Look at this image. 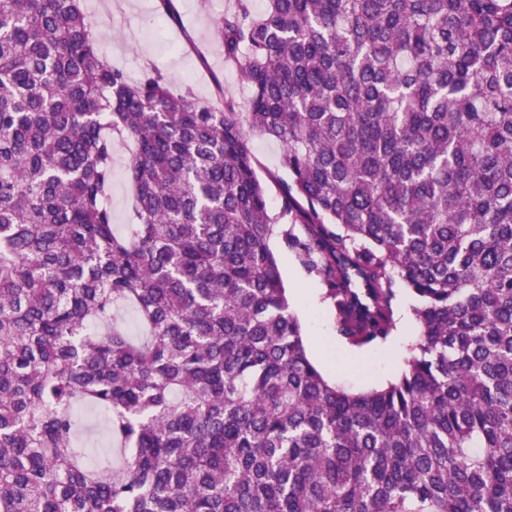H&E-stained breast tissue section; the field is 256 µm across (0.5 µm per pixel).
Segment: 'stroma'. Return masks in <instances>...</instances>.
Masks as SVG:
<instances>
[{
    "label": "stroma",
    "instance_id": "35a3bbf8",
    "mask_svg": "<svg viewBox=\"0 0 512 512\" xmlns=\"http://www.w3.org/2000/svg\"><path fill=\"white\" fill-rule=\"evenodd\" d=\"M176 21H169L158 10V0H86L88 17L94 18L100 33V48L113 66L124 69L131 78L146 68L156 67L177 88L191 87L197 101L210 102L216 88L245 99L248 91L238 72L224 61V51L214 32V23L223 11L231 10L234 0H173ZM252 148L256 172L265 181L270 210L279 207L277 179L287 178L281 165L282 147L273 140L256 137ZM282 278L289 289L292 309L304 330L308 354L325 378L351 393L365 392L394 381L405 367L409 350L419 328L411 319V308L418 300L409 290H400L396 307L404 319L391 340L383 347L354 354L346 367L336 362L343 352L336 342L334 323L322 286L299 263L294 253L272 239Z\"/></svg>",
    "mask_w": 512,
    "mask_h": 512
}]
</instances>
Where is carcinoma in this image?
Here are the masks:
<instances>
[{
	"instance_id": "carcinoma-1",
	"label": "carcinoma",
	"mask_w": 512,
	"mask_h": 512,
	"mask_svg": "<svg viewBox=\"0 0 512 512\" xmlns=\"http://www.w3.org/2000/svg\"><path fill=\"white\" fill-rule=\"evenodd\" d=\"M84 2L0 0V512H512V0H235L244 104L131 79ZM275 235L339 344L418 298L395 381L323 377ZM79 405L120 460L85 463ZM252 144L257 160L256 172L267 186L269 208L276 213L279 207V190L270 175L288 180V172L281 166L282 146L276 141L262 137H254ZM129 154L128 148H122L117 153V161L114 169L112 186V214L113 222L117 224V232L123 233L125 224H130L131 213V190L125 178V163Z\"/></svg>"
}]
</instances>
